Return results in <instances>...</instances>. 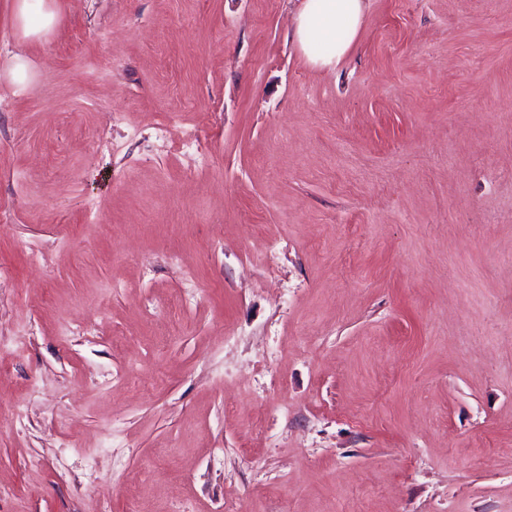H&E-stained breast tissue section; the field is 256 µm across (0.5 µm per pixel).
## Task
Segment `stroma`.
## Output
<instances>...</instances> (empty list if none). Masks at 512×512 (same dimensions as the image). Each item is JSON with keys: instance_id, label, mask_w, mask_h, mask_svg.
<instances>
[{"instance_id": "35a3bbf8", "label": "stroma", "mask_w": 512, "mask_h": 512, "mask_svg": "<svg viewBox=\"0 0 512 512\" xmlns=\"http://www.w3.org/2000/svg\"><path fill=\"white\" fill-rule=\"evenodd\" d=\"M47 3L0 0V512H512V0H369L333 71L298 0ZM13 17L25 36L50 27L54 14L45 8L46 0H12Z\"/></svg>"}]
</instances>
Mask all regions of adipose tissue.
I'll list each match as a JSON object with an SVG mask.
<instances>
[{"mask_svg":"<svg viewBox=\"0 0 512 512\" xmlns=\"http://www.w3.org/2000/svg\"><path fill=\"white\" fill-rule=\"evenodd\" d=\"M366 0H301L294 37L309 61L321 68L338 65L358 35Z\"/></svg>","mask_w":512,"mask_h":512,"instance_id":"adipose-tissue-1","label":"adipose tissue"}]
</instances>
